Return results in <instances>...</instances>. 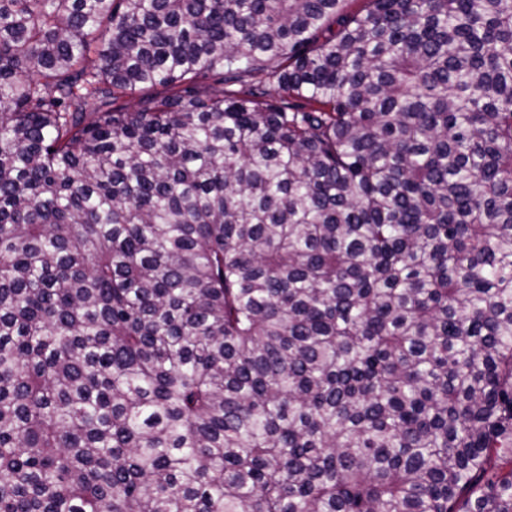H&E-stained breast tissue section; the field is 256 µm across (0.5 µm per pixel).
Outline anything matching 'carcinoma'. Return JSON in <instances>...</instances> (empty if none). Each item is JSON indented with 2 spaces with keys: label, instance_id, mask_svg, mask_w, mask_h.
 <instances>
[{
  "label": "carcinoma",
  "instance_id": "cac0c4a2",
  "mask_svg": "<svg viewBox=\"0 0 512 512\" xmlns=\"http://www.w3.org/2000/svg\"><path fill=\"white\" fill-rule=\"evenodd\" d=\"M346 2L0 0V512H512V0Z\"/></svg>",
  "mask_w": 512,
  "mask_h": 512
}]
</instances>
